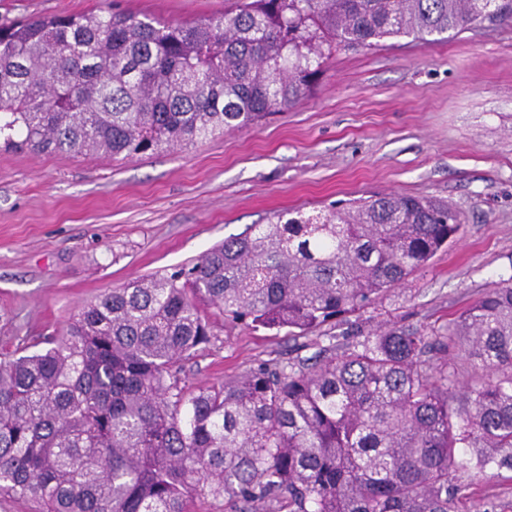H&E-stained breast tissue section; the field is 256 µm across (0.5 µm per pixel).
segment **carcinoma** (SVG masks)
Returning a JSON list of instances; mask_svg holds the SVG:
<instances>
[{"mask_svg": "<svg viewBox=\"0 0 512 512\" xmlns=\"http://www.w3.org/2000/svg\"><path fill=\"white\" fill-rule=\"evenodd\" d=\"M512 22V0H233L191 24L103 8L0 24V151L178 152L299 103L336 49ZM448 203L383 194L251 224L169 276L0 355V496L44 512H462L459 474L512 471V277L441 333L392 326L190 389L198 301L303 337L360 317L456 242ZM454 345L485 378L459 396Z\"/></svg>", "mask_w": 512, "mask_h": 512, "instance_id": "carcinoma-1", "label": "carcinoma"}]
</instances>
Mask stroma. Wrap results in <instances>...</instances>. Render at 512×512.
I'll return each mask as SVG.
<instances>
[{
  "mask_svg": "<svg viewBox=\"0 0 512 512\" xmlns=\"http://www.w3.org/2000/svg\"><path fill=\"white\" fill-rule=\"evenodd\" d=\"M101 0H0V23L91 13ZM117 10L192 23L230 0H112ZM448 202L456 243L357 323L441 331L512 276V24H475L431 44L386 38L328 59L310 94L262 125L177 153L114 161L0 151V353L45 349L79 307L140 276L166 275L279 211L308 215L373 194ZM182 361L187 385L287 365L328 345L225 322ZM512 512V471L477 478L465 512Z\"/></svg>",
  "mask_w": 512,
  "mask_h": 512,
  "instance_id": "obj_1",
  "label": "stroma"
}]
</instances>
